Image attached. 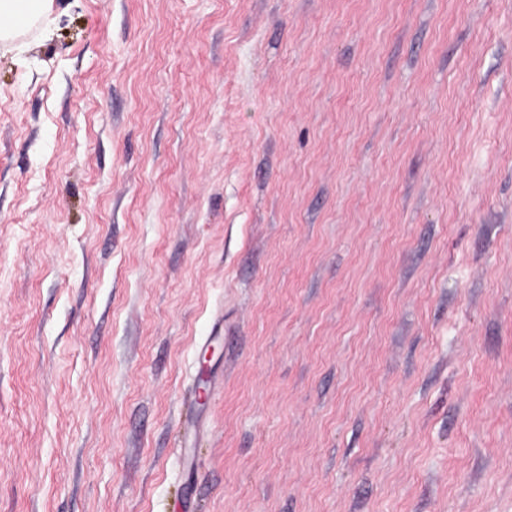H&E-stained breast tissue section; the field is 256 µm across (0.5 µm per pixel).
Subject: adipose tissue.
<instances>
[{"label": "adipose tissue", "instance_id": "obj_1", "mask_svg": "<svg viewBox=\"0 0 512 512\" xmlns=\"http://www.w3.org/2000/svg\"><path fill=\"white\" fill-rule=\"evenodd\" d=\"M55 22V0H0V47L23 55L26 32L35 27L43 35H51Z\"/></svg>", "mask_w": 512, "mask_h": 512}]
</instances>
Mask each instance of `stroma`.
Returning a JSON list of instances; mask_svg holds the SVG:
<instances>
[{"instance_id":"1","label":"stroma","mask_w":512,"mask_h":512,"mask_svg":"<svg viewBox=\"0 0 512 512\" xmlns=\"http://www.w3.org/2000/svg\"><path fill=\"white\" fill-rule=\"evenodd\" d=\"M56 2L0 51V512H512V0Z\"/></svg>"}]
</instances>
